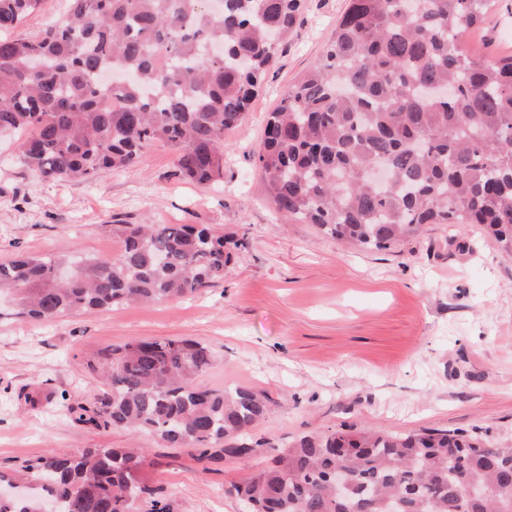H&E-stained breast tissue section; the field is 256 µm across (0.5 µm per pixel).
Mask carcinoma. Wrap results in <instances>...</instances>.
Listing matches in <instances>:
<instances>
[{
	"instance_id": "cac0c4a2",
	"label": "carcinoma",
	"mask_w": 512,
	"mask_h": 512,
	"mask_svg": "<svg viewBox=\"0 0 512 512\" xmlns=\"http://www.w3.org/2000/svg\"><path fill=\"white\" fill-rule=\"evenodd\" d=\"M67 0L66 16L17 32L42 0H0V138L43 180H90L162 144L184 178H224L239 128L300 0ZM488 0H349L321 61L268 113L253 154L284 218L388 249L427 224H483L512 255V55L471 54ZM382 166L387 180L372 171ZM113 260L20 255L0 264L14 315L49 321L88 309L178 300L224 280L226 239L186 224H121ZM214 361L188 338L133 340L92 370L112 394L106 425L147 432L206 466L247 460L226 446L270 412L250 388L196 379ZM138 448L48 452L36 482L0 512H172L147 484ZM348 483H335L336 471ZM512 447L460 431L338 430L305 436L242 486L244 512H512ZM484 487L481 499L464 488ZM135 493L137 503L129 502Z\"/></svg>"
}]
</instances>
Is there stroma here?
Returning a JSON list of instances; mask_svg holds the SVG:
<instances>
[{
	"instance_id": "1",
	"label": "stroma",
	"mask_w": 512,
	"mask_h": 512,
	"mask_svg": "<svg viewBox=\"0 0 512 512\" xmlns=\"http://www.w3.org/2000/svg\"><path fill=\"white\" fill-rule=\"evenodd\" d=\"M347 6L300 0L210 189L183 178L160 144L125 171L58 182L32 176L0 139V264L113 258L117 225L146 220L204 224L239 242L223 282L176 301L1 318L0 471L21 472L53 449L142 448L147 481L173 512H241L234 486L304 435L463 429L512 447V256L477 224H429L385 250L342 244L280 218L253 164L267 112L317 65ZM466 42L512 54V0H492ZM137 338L200 342L214 355L201 387L265 392L271 413L239 438L262 452L206 470L152 434L79 420L106 392L90 362Z\"/></svg>"
}]
</instances>
